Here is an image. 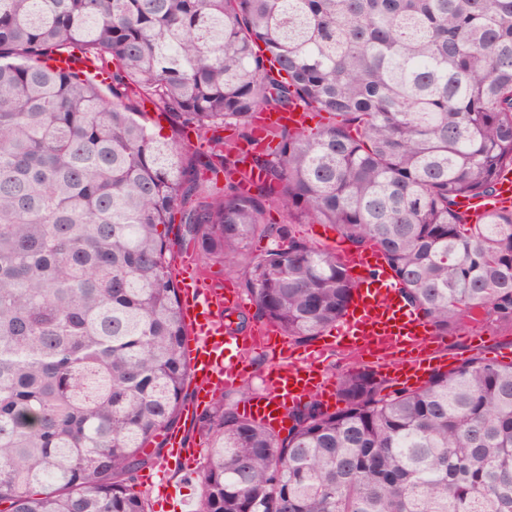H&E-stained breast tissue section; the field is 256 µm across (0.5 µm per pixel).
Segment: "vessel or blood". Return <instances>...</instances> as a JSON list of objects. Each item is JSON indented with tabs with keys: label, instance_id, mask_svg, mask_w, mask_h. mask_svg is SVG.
I'll use <instances>...</instances> for the list:
<instances>
[{
	"label": "vessel or blood",
	"instance_id": "obj_1",
	"mask_svg": "<svg viewBox=\"0 0 512 512\" xmlns=\"http://www.w3.org/2000/svg\"><path fill=\"white\" fill-rule=\"evenodd\" d=\"M459 208L474 220L492 210L512 208V169L501 173L493 195L461 199ZM341 259L353 273L356 286L338 326V341L352 347L360 342L373 344L393 381L422 385L434 370L444 366L443 357L434 350L438 337L427 321L405 303L378 249L345 252ZM177 272L182 312L193 341L194 398L184 410L186 418L196 417L209 404L215 389L233 387L241 380L245 358L271 349L277 350L283 364L276 369L271 392L243 402L248 415L280 424L285 420V409L308 395H319L325 402L335 396L334 382L315 367L313 358L294 357L273 326L257 327L248 336L227 333L221 313L243 305L237 290L207 281L186 261L178 265Z\"/></svg>",
	"mask_w": 512,
	"mask_h": 512
}]
</instances>
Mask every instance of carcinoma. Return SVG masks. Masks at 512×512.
<instances>
[{
	"mask_svg": "<svg viewBox=\"0 0 512 512\" xmlns=\"http://www.w3.org/2000/svg\"><path fill=\"white\" fill-rule=\"evenodd\" d=\"M298 108L325 123L240 168ZM505 168L512 0H0L4 512H150L135 480L191 375L176 244L239 268L237 331L341 319L355 282L297 224L378 248L439 336L511 328L512 210L459 209ZM336 395L283 430L216 390L197 512H512V361L415 389L355 367Z\"/></svg>",
	"mask_w": 512,
	"mask_h": 512,
	"instance_id": "1",
	"label": "carcinoma"
}]
</instances>
